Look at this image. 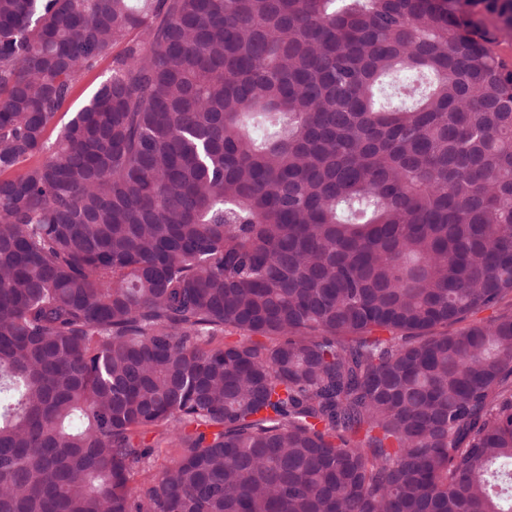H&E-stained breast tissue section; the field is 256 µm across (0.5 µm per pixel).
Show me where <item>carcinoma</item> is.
Instances as JSON below:
<instances>
[{
	"mask_svg": "<svg viewBox=\"0 0 512 512\" xmlns=\"http://www.w3.org/2000/svg\"><path fill=\"white\" fill-rule=\"evenodd\" d=\"M505 28L0 0V512H512ZM109 75L108 61H102L96 69L87 73L74 90L71 98L55 117L54 122L47 131L49 142H54L61 128L73 117L97 90L99 84ZM173 453L174 448H168L166 443H162L158 452L151 457L146 466L134 475L132 485L142 487L152 482L154 476L157 475L164 466L168 465Z\"/></svg>",
	"mask_w": 512,
	"mask_h": 512,
	"instance_id": "1",
	"label": "carcinoma"
}]
</instances>
